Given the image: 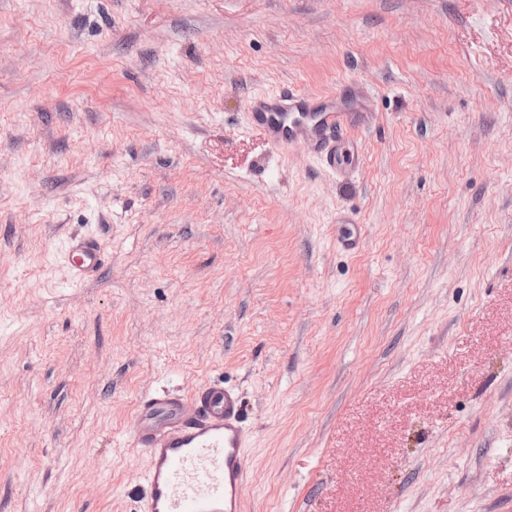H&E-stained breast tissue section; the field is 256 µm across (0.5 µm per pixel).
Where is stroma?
<instances>
[{"mask_svg":"<svg viewBox=\"0 0 512 512\" xmlns=\"http://www.w3.org/2000/svg\"><path fill=\"white\" fill-rule=\"evenodd\" d=\"M285 83L365 90L355 169L247 130ZM212 381L241 512H512V0H0V512H134ZM62 254L73 283L79 284L101 268L104 247L101 241L91 237H73L64 242Z\"/></svg>","mask_w":512,"mask_h":512,"instance_id":"1","label":"stroma"}]
</instances>
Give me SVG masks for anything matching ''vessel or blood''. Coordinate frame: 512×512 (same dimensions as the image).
<instances>
[{
    "mask_svg": "<svg viewBox=\"0 0 512 512\" xmlns=\"http://www.w3.org/2000/svg\"><path fill=\"white\" fill-rule=\"evenodd\" d=\"M247 128L278 150L306 143L325 169L339 174L349 158L338 139L356 125L335 94L279 86L253 98ZM62 254L79 284L100 269L104 247L97 239L74 237ZM138 412L131 443L148 457L139 512H241L247 436L245 408L233 388L217 381L190 398L157 391L140 401Z\"/></svg>",
    "mask_w": 512,
    "mask_h": 512,
    "instance_id": "obj_1",
    "label": "vessel or blood"
}]
</instances>
